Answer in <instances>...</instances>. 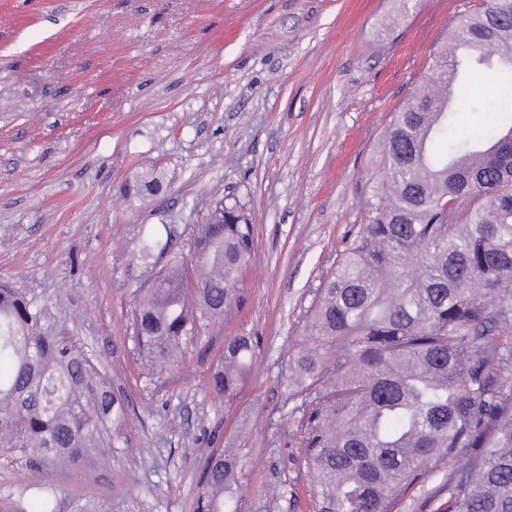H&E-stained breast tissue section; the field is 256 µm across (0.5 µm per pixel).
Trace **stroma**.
<instances>
[{"label":"stroma","instance_id":"35a3bbf8","mask_svg":"<svg viewBox=\"0 0 512 512\" xmlns=\"http://www.w3.org/2000/svg\"><path fill=\"white\" fill-rule=\"evenodd\" d=\"M437 0H0V281L129 404L107 461L0 447V512L21 488L111 512H193L199 461L240 450V512H319L290 362L318 290L361 222L375 148L448 33ZM254 226L240 312L180 367L144 370L136 293L181 253L215 196ZM257 336L246 383L207 389L224 339ZM448 459L393 512L447 500Z\"/></svg>","mask_w":512,"mask_h":512}]
</instances>
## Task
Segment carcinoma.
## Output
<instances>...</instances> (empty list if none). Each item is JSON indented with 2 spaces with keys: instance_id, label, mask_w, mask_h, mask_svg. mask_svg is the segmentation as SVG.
I'll return each mask as SVG.
<instances>
[{
  "instance_id": "obj_1",
  "label": "carcinoma",
  "mask_w": 512,
  "mask_h": 512,
  "mask_svg": "<svg viewBox=\"0 0 512 512\" xmlns=\"http://www.w3.org/2000/svg\"><path fill=\"white\" fill-rule=\"evenodd\" d=\"M476 53L469 74L449 58ZM492 124L454 140L456 112L483 78ZM362 224L322 283L294 358L304 403L301 445L320 512H391L395 496L446 456L454 468L436 512H512V0H463L425 81L393 113ZM189 258L172 256L131 310L132 338L150 366L177 362L183 341L241 306L254 253L239 199L212 200ZM170 249L150 231L139 250ZM258 347L227 336L207 387L241 391ZM0 445L45 460L86 461L112 449L128 405L97 381L81 353L46 325V305L0 283ZM235 451L200 465L195 512H238ZM9 512H105L95 501L21 492Z\"/></svg>"
}]
</instances>
